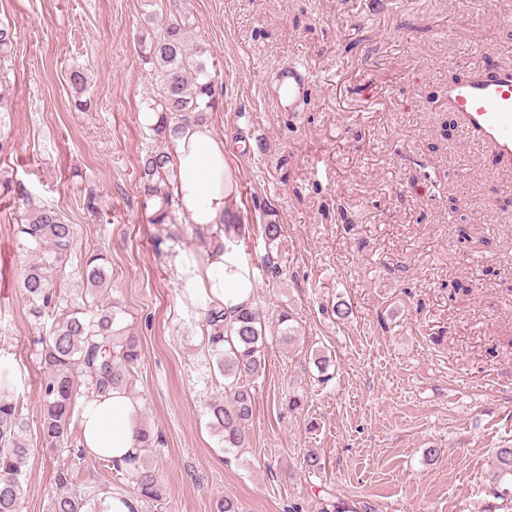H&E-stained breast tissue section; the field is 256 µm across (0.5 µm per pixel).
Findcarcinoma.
Masks as SVG:
<instances>
[{"label":"carcinoma","mask_w":512,"mask_h":512,"mask_svg":"<svg viewBox=\"0 0 512 512\" xmlns=\"http://www.w3.org/2000/svg\"><path fill=\"white\" fill-rule=\"evenodd\" d=\"M15 41V28L0 20V63L11 56ZM141 54L154 69L159 85L160 111L152 131L164 142L173 143L185 126L203 123L204 113L214 109L213 77L206 62L188 53L186 18L178 11L143 42ZM175 178L169 151L156 149L141 159L142 205L151 209L150 223H172ZM16 195L24 206L17 235L21 245L34 254L21 278L28 312L36 320L48 313L53 316L39 339L45 375L40 384V435L46 446L55 448L68 440L71 410L79 398L131 388L139 361V342L115 328L122 313L119 306L74 303L57 294L53 274L70 253L77 228L66 223L56 209L35 202L24 189H18ZM241 234L239 215L229 212L210 236V246L230 250ZM83 279L86 294L91 296L109 287L106 256L90 255ZM204 322L210 360L224 377V396L208 404L210 424L224 447L242 448L246 425L253 417L250 381L265 368L268 337L263 312L254 300L233 311L212 305L204 312ZM24 429L12 374L0 367V512H19L23 498L21 477L31 451ZM495 463V477L503 484L497 498L503 500L512 496V448L497 449ZM121 479L136 491L140 501L154 504L161 500L160 475L145 462L133 470H121ZM106 509L105 497L91 501L77 492L60 494L50 503V512Z\"/></svg>","instance_id":"obj_1"}]
</instances>
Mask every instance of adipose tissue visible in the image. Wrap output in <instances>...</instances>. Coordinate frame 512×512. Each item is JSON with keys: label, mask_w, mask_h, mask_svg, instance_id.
I'll return each mask as SVG.
<instances>
[{"label": "adipose tissue", "mask_w": 512, "mask_h": 512, "mask_svg": "<svg viewBox=\"0 0 512 512\" xmlns=\"http://www.w3.org/2000/svg\"><path fill=\"white\" fill-rule=\"evenodd\" d=\"M174 195L191 223L203 229L220 223L233 196L225 164L224 142L203 124L186 127L176 141ZM180 298L194 304L204 301L232 310L251 301L254 277L237 251H217L206 261L185 254L177 260ZM83 444L86 452L106 457L120 468L139 464L140 403L124 389L111 395L84 398L81 405Z\"/></svg>", "instance_id": "obj_1"}]
</instances>
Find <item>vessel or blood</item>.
<instances>
[{
  "label": "vessel or blood",
  "mask_w": 512,
  "mask_h": 512,
  "mask_svg": "<svg viewBox=\"0 0 512 512\" xmlns=\"http://www.w3.org/2000/svg\"><path fill=\"white\" fill-rule=\"evenodd\" d=\"M312 94L306 67L290 63L278 68L265 87V95L292 112L304 111ZM448 109L462 132L512 172V68H471L466 79L449 83Z\"/></svg>",
  "instance_id": "b4317fda"
}]
</instances>
